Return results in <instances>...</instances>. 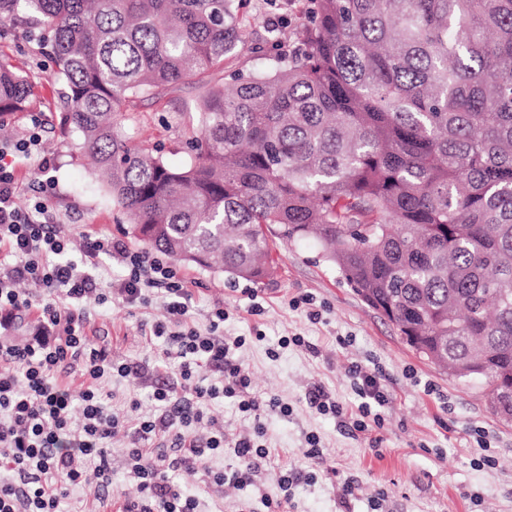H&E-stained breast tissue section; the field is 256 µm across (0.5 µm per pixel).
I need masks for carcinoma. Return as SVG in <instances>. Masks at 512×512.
Listing matches in <instances>:
<instances>
[{"label":"carcinoma","mask_w":512,"mask_h":512,"mask_svg":"<svg viewBox=\"0 0 512 512\" xmlns=\"http://www.w3.org/2000/svg\"><path fill=\"white\" fill-rule=\"evenodd\" d=\"M268 72L210 82L244 42L234 0H0L41 25L65 80L63 126L106 179L133 237L260 282L268 227L312 237L416 353L461 379H512V0H309ZM187 79L201 130L181 167L114 122ZM0 60V115L32 112Z\"/></svg>","instance_id":"cac0c4a2"}]
</instances>
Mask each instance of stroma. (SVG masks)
Returning a JSON list of instances; mask_svg holds the SVG:
<instances>
[{"instance_id":"35a3bbf8","label":"stroma","mask_w":512,"mask_h":512,"mask_svg":"<svg viewBox=\"0 0 512 512\" xmlns=\"http://www.w3.org/2000/svg\"><path fill=\"white\" fill-rule=\"evenodd\" d=\"M307 0H241L239 16L248 38L214 71L215 83H228L239 70L268 68L273 50L265 24L276 21L286 35L305 23ZM31 25L16 23L0 37V56L24 75L42 108L38 114L18 112L0 116V128L20 132L31 118L41 124V154L52 159L50 172H42L39 158L19 162L18 204H26L33 185L52 178L49 206L60 223L68 225L75 244L86 237L112 236L134 251L142 245L127 232L124 215L113 206L97 174L79 157L77 132L60 126L63 84L46 56L36 55ZM200 90L186 80L162 98L143 94L132 99L119 116L125 130L158 149L174 166L188 163L190 139L200 127ZM275 241V270L263 282L215 277L190 265L179 271L194 284L198 309L194 324L207 331V312L223 303L229 317L224 332L245 337L237 352L248 368L253 390L274 395L293 407L288 416L264 418L270 464L256 486L239 490L212 484L213 471L232 465L231 457H212L207 470L184 476L203 512H261V494H276L280 472L301 469L314 480L296 487L290 512H512V423H504L490 410L482 381L448 376L421 358L400 338L395 327L355 292L319 247L307 239L284 241L270 227ZM307 295L322 312L311 322L305 310L292 309V298ZM84 305L94 317L87 333L104 347L113 362L129 359L143 366L140 377L113 378L105 388L114 414L129 423L153 413L150 399L155 388L175 382L174 371L162 369L159 352L144 332L145 326L165 321L161 300L128 307L119 301L97 299ZM302 336L316 344L319 356L305 348L279 349L280 338ZM382 371L390 394L383 409L384 425L377 435L379 447L364 436L343 432L335 418L322 416L305 402L307 386L323 383L344 406L357 398L348 375L350 364ZM489 441L493 465H479L477 434ZM315 434L323 449L322 461L305 456L306 438ZM357 481L354 496L342 498L345 479Z\"/></svg>"}]
</instances>
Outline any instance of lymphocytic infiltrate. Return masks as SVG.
Returning <instances> with one entry per match:
<instances>
[{
	"mask_svg": "<svg viewBox=\"0 0 512 512\" xmlns=\"http://www.w3.org/2000/svg\"><path fill=\"white\" fill-rule=\"evenodd\" d=\"M41 149L39 123L19 135L0 134V328L35 315L32 336L17 343L0 339V512H62L69 489L83 484L85 473L95 479L94 496L112 495L110 441L123 422L108 408L110 392L101 385L112 376L137 374V362L114 364L104 348L87 335L88 318L81 304L90 295L133 307L160 297L166 322L152 326L150 337L161 342L164 358L176 359L180 388L153 392L158 412L140 418L134 433L141 445L129 449L127 475L139 495L125 500L119 512H199L198 498L176 480L218 454L231 456L234 466L215 472V484L243 490L269 461L268 446L259 439L263 415L288 414L280 398L254 393L249 371L237 351L244 337L220 332L227 312L209 311L210 328L200 332L190 321L192 293L177 270L147 252L130 250L112 237L86 238L80 260L69 256L70 239L58 229L49 208L50 186L32 189V202H16V160ZM121 270L111 294L97 291L93 271L105 263ZM34 281L46 288L47 300L33 304L18 285ZM80 373L86 382L79 395L58 380L60 371ZM358 399L356 409L336 401L324 386L313 384L305 398L310 408L332 414L351 433H369L381 424L389 403L382 375L351 366ZM233 400L240 412L253 417V434L228 440L209 407L217 398ZM206 435H198V427Z\"/></svg>",
	"mask_w": 512,
	"mask_h": 512,
	"instance_id": "lymphocytic-infiltrate-1",
	"label": "lymphocytic infiltrate"
}]
</instances>
